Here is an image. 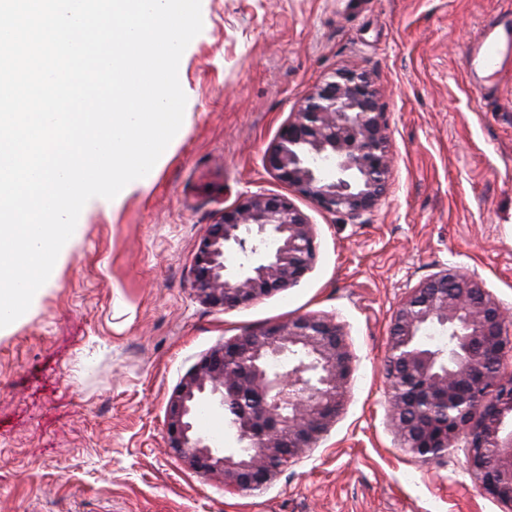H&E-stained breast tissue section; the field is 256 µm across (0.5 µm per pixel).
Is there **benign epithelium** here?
<instances>
[{
	"label": "benign epithelium",
	"instance_id": "obj_1",
	"mask_svg": "<svg viewBox=\"0 0 512 512\" xmlns=\"http://www.w3.org/2000/svg\"><path fill=\"white\" fill-rule=\"evenodd\" d=\"M380 92L363 73L338 71L304 98L264 154L263 164L322 211L355 218L382 199L391 170ZM324 157L330 178L311 162ZM269 239L274 249L261 253ZM238 249L257 259L230 273L225 254ZM316 253L306 215L278 195H246L224 210L199 243L194 290L221 309L249 304L295 284ZM436 324L454 336L444 355L417 336ZM303 362L273 370L283 355ZM512 316L475 276L446 268L399 303L389 332L386 375L389 410L404 448L422 459L445 456L459 436L466 464L481 489L512 512ZM352 356L342 327L319 315H300L224 341L186 375L167 403V447L190 471L219 475L224 491L254 492L313 447L343 406ZM245 393L258 411L230 419L239 441L258 449L250 461L214 449L194 432L192 415L204 395L221 407ZM448 433H433L434 419Z\"/></svg>",
	"mask_w": 512,
	"mask_h": 512
}]
</instances>
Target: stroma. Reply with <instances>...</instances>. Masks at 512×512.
<instances>
[{
	"mask_svg": "<svg viewBox=\"0 0 512 512\" xmlns=\"http://www.w3.org/2000/svg\"><path fill=\"white\" fill-rule=\"evenodd\" d=\"M183 54L181 134L150 185L93 201L53 282L0 334V512H504L463 441L405 452L385 354L404 296L446 268L512 308V61L488 95L465 50L512 0H201ZM344 69L379 87L394 157L380 204L332 215L289 191L264 153L304 97ZM289 196L317 251L285 290L222 310L193 290L196 248L247 194ZM332 317L353 372L315 448L251 494L187 470L167 402L225 338Z\"/></svg>",
	"mask_w": 512,
	"mask_h": 512,
	"instance_id": "obj_1",
	"label": "stroma"
}]
</instances>
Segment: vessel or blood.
Wrapping results in <instances>:
<instances>
[{
	"instance_id": "obj_1",
	"label": "vessel or blood",
	"mask_w": 512,
	"mask_h": 512,
	"mask_svg": "<svg viewBox=\"0 0 512 512\" xmlns=\"http://www.w3.org/2000/svg\"><path fill=\"white\" fill-rule=\"evenodd\" d=\"M512 58V22L497 20L484 25L480 34L469 45L466 68L484 90H491L494 78L502 64Z\"/></svg>"
}]
</instances>
